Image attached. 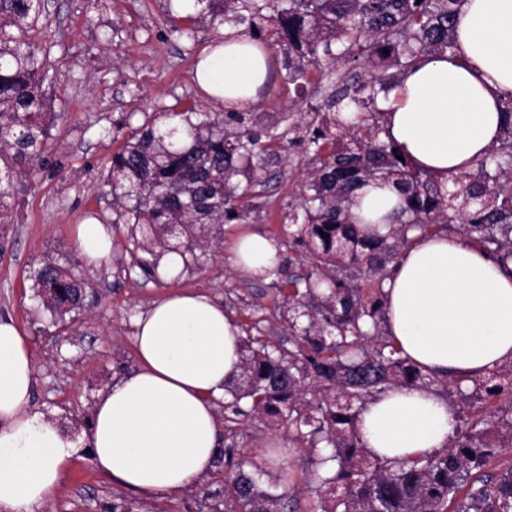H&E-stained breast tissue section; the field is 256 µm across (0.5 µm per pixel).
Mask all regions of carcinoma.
<instances>
[{"label":"carcinoma","instance_id":"carcinoma-1","mask_svg":"<svg viewBox=\"0 0 512 512\" xmlns=\"http://www.w3.org/2000/svg\"><path fill=\"white\" fill-rule=\"evenodd\" d=\"M461 0H188L173 31L190 36L198 24H237L261 34L272 28L284 55L288 81L301 86L312 69L333 73L343 57L390 61L402 72L420 56L453 47ZM44 0H0V223L15 178H31L51 138L42 92L50 71L33 43L45 13ZM395 77L381 71L342 83L328 93L303 128L314 147L302 208L286 215L307 246L312 272L280 289L288 308L291 347L265 331L246 330L241 339L243 371L228 390L229 406L271 418L288 413V425L307 439L310 451L332 449L320 462H335L329 475L315 474L321 512H512V467L484 475L502 445L489 440L498 428L512 447V417L477 407L470 427L456 432L447 449L400 460L372 456L357 434L360 410L371 399L402 384L433 387L445 395L461 391L463 379L438 377L409 363L380 330L385 317L382 279L399 252L411 245V230L440 232L455 220L484 250L512 256V124L499 143L470 170L451 178L444 195L433 177L396 158L381 139L385 110L379 94ZM359 113L358 121L344 119ZM248 113L211 114L199 101L176 104L145 117L112 156L105 184L118 207L117 223L128 226L139 261L151 274L171 252L195 256V232L220 234L223 224L247 217L249 189L235 179L262 160L268 146L248 128ZM370 179L393 180L405 207L384 235L363 233L351 213L354 191ZM303 223H298V220ZM42 305L59 321L84 309L88 280L80 262L44 263L33 275ZM507 384L488 394L512 405V364L495 372ZM312 400H305L306 395ZM225 447L224 512H296V500L262 488V471L248 472Z\"/></svg>","mask_w":512,"mask_h":512}]
</instances>
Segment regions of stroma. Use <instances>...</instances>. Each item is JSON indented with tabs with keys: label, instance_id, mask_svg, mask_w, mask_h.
<instances>
[{
	"label": "stroma",
	"instance_id": "1",
	"mask_svg": "<svg viewBox=\"0 0 512 512\" xmlns=\"http://www.w3.org/2000/svg\"><path fill=\"white\" fill-rule=\"evenodd\" d=\"M167 0H48L42 27L32 42L50 54L55 79L48 91L57 116L51 129L48 161L66 176L42 173L17 186L8 201L9 223L0 224V317L20 325L31 344L35 367L34 410L63 425L79 444L64 471L57 494L39 512H221L222 468H213L202 484L204 498L192 488L162 500H148L122 488L93 464L84 444L98 395L136 366L134 318L151 301L175 290L206 293L224 305L241 327L260 325L269 335L288 333L280 309L279 285L309 269L303 248L290 245L283 222L300 204V186L309 171L304 145L293 127L316 109L321 97L283 79L282 53H275L273 77L259 89L251 107L252 129L270 149L250 189L259 210L245 220L225 224L224 237L244 227L260 230L283 247L274 279L233 270L225 245L198 249L189 269L168 279L144 276L133 242L116 221L103 178L111 158L145 117L175 104L202 99L194 68L221 37L208 24L194 37L172 30ZM96 215L113 227L112 260L90 271L88 306L71 327L55 323L34 301L33 272L44 262L77 259L72 240L77 224ZM220 429L228 426L217 408ZM245 471L262 470V486L289 492L300 512H315L318 496L311 479L326 472L287 423L275 424L250 414L232 426Z\"/></svg>",
	"mask_w": 512,
	"mask_h": 512
}]
</instances>
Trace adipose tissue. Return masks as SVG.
<instances>
[{
  "label": "adipose tissue",
  "mask_w": 512,
  "mask_h": 512,
  "mask_svg": "<svg viewBox=\"0 0 512 512\" xmlns=\"http://www.w3.org/2000/svg\"><path fill=\"white\" fill-rule=\"evenodd\" d=\"M222 46L197 65L199 88L243 110L268 78L269 46L226 26ZM512 98V0H462L454 48L422 56L386 102L384 137L414 168L447 186L496 144ZM361 223L386 232L402 201L391 183L355 193ZM75 247L87 268L112 258V227L78 225ZM234 266L273 277L278 242L244 231L231 242ZM384 331L426 373L474 381L512 363V259L471 239L433 233L403 249L382 282ZM136 368L93 405L87 446L94 465L127 490L163 499L208 474L224 440L216 402L242 373L239 324L197 291L154 300L134 321ZM34 363L13 319H0V512H35L59 489L75 445L60 424L29 410ZM456 416L433 389L403 387L369 402L359 436L380 457L401 459L447 447Z\"/></svg>",
  "instance_id": "ef3b65f1"
}]
</instances>
